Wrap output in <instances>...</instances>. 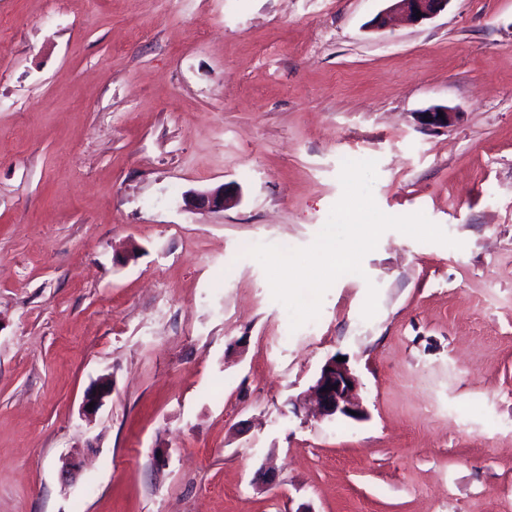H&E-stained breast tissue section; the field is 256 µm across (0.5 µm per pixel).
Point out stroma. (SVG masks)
I'll use <instances>...</instances> for the list:
<instances>
[{"label": "stroma", "mask_w": 512, "mask_h": 512, "mask_svg": "<svg viewBox=\"0 0 512 512\" xmlns=\"http://www.w3.org/2000/svg\"><path fill=\"white\" fill-rule=\"evenodd\" d=\"M387 6L0 0V512H512V0ZM346 159L459 245L384 232L294 330L247 250ZM338 356L365 419L293 413ZM393 2L389 7V12L404 17L412 24L422 23L438 16L444 12L450 0H387ZM421 12V17L416 13ZM439 111L443 112L444 118L439 117ZM417 122L426 130L448 128L457 118V112L448 109V106H435L423 112L417 113ZM239 200V193L226 184L203 191L191 190L182 196L183 208L188 211H223ZM113 382L108 377H100L94 382L87 390L83 409L86 413L92 414L97 412L104 404V400L112 394ZM94 402L92 409L88 408V405Z\"/></svg>", "instance_id": "obj_1"}]
</instances>
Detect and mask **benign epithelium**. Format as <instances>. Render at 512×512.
Returning <instances> with one entry per match:
<instances>
[{"label": "benign epithelium", "instance_id": "benign-epithelium-1", "mask_svg": "<svg viewBox=\"0 0 512 512\" xmlns=\"http://www.w3.org/2000/svg\"><path fill=\"white\" fill-rule=\"evenodd\" d=\"M450 0H391L389 11L404 17L412 24L422 23L438 16L448 8ZM421 16H416V13ZM457 113L446 106H435L417 113V122L426 130L444 129L455 122ZM240 195L234 188L223 184L214 189L191 190L182 196L183 208L188 211H222L239 202ZM358 379L346 363L334 359L321 369L312 386V392L322 416L335 418L343 416L362 420L365 410L353 398ZM113 382L101 377L87 390L83 409L86 413L97 412L104 400L112 394Z\"/></svg>", "mask_w": 512, "mask_h": 512}]
</instances>
